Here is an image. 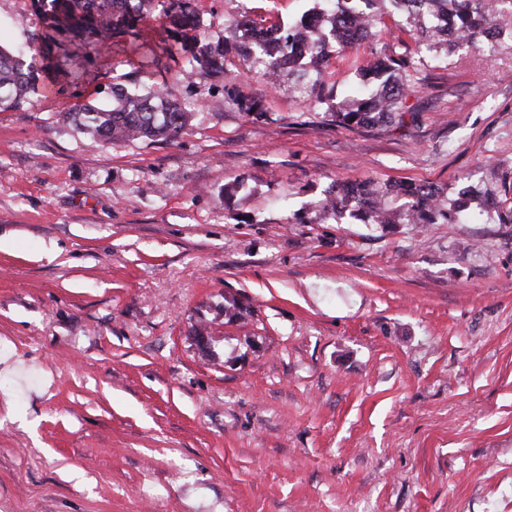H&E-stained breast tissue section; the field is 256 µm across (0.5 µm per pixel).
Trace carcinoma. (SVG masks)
<instances>
[{
	"label": "carcinoma",
	"instance_id": "cac0c4a2",
	"mask_svg": "<svg viewBox=\"0 0 512 512\" xmlns=\"http://www.w3.org/2000/svg\"><path fill=\"white\" fill-rule=\"evenodd\" d=\"M155 0H33L43 22L39 57L0 48V107L20 108L44 81L59 83L78 78L79 68L91 61L83 49L102 40L119 39L135 43L140 25ZM512 13V0H332L324 14L314 8L305 11L301 22L283 27L272 23L268 29L279 33L274 45L253 41L258 24L251 18L234 45L245 59L265 58V70L275 80L285 76L301 79L307 70L321 71L335 54L350 47L341 40L339 29L356 13L366 16L370 36L382 33L384 17L406 14L415 26L396 24L395 40L403 51L384 45L374 76L385 81L389 93L373 106L364 96L330 113L343 125L366 126L389 131H408L416 126L424 109V96L414 73L417 64L439 42L476 47L485 42L486 29L497 25L499 15ZM163 19L168 41L152 52L150 64L161 57L180 56L186 67L179 77H222L226 73L228 49L191 34L196 28L195 0H167ZM76 127L106 143L137 140H172L187 126L188 113L171 97L167 86L142 94L115 87L111 105L99 108L83 104L66 112ZM319 213L336 219L353 218L363 224H435L458 221L471 212L476 223L492 210L501 224H512V181L500 179L494 189L464 188L451 200L445 190L412 182L366 181L335 183L325 190L316 205Z\"/></svg>",
	"mask_w": 512,
	"mask_h": 512
}]
</instances>
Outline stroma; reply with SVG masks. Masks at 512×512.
Instances as JSON below:
<instances>
[{
	"label": "stroma",
	"mask_w": 512,
	"mask_h": 512,
	"mask_svg": "<svg viewBox=\"0 0 512 512\" xmlns=\"http://www.w3.org/2000/svg\"><path fill=\"white\" fill-rule=\"evenodd\" d=\"M195 4L230 43L243 16L306 8ZM499 24L419 63L431 103L408 133L329 117L370 40L300 88L236 57L177 83L106 42L82 79L0 111V512H512V224L293 219L334 181L453 196L511 172ZM41 33L32 0H0L1 47ZM164 84L190 114L177 140L107 144L66 117Z\"/></svg>",
	"instance_id": "1"
}]
</instances>
